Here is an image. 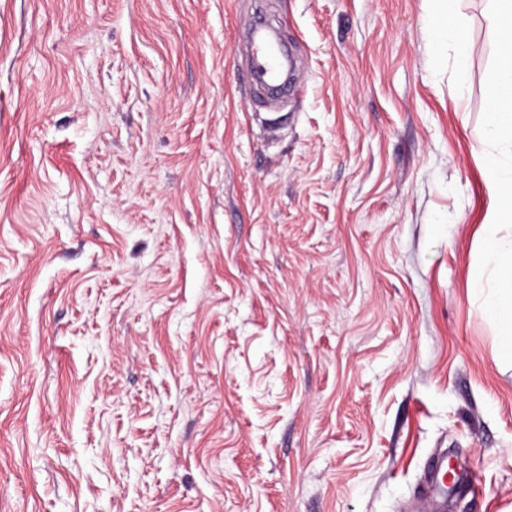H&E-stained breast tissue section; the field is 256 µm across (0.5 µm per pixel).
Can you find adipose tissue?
Wrapping results in <instances>:
<instances>
[{"label":"adipose tissue","mask_w":512,"mask_h":512,"mask_svg":"<svg viewBox=\"0 0 512 512\" xmlns=\"http://www.w3.org/2000/svg\"><path fill=\"white\" fill-rule=\"evenodd\" d=\"M488 22L497 43L496 90L489 104L486 134L492 153L485 182L494 201L491 224L512 223V0H491ZM472 265H494L499 283L486 302V313L497 329L500 355L512 361V241L489 237Z\"/></svg>","instance_id":"adipose-tissue-1"}]
</instances>
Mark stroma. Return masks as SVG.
<instances>
[{"label":"stroma","mask_w":512,"mask_h":512,"mask_svg":"<svg viewBox=\"0 0 512 512\" xmlns=\"http://www.w3.org/2000/svg\"><path fill=\"white\" fill-rule=\"evenodd\" d=\"M0 0V512H512L487 0ZM288 19L303 96L236 43ZM483 290H476V282ZM450 1L453 0H448V8L447 6L440 5L441 2L447 3V0L432 1L440 5L437 11L441 12L446 8L447 14L436 20L433 25V31L437 40L448 42V46L454 49L457 66L460 69H465L469 60V39L465 27L457 20H452V10L449 7ZM489 263L495 264L500 281L488 296L486 313L495 323L500 355L512 363V239L509 242L492 234L484 252L471 258L477 268ZM446 459L447 457L443 456L439 460H434L431 469H428V490L435 497L445 494L443 489L447 487L446 476L448 473Z\"/></svg>","instance_id":"35a3bbf8"}]
</instances>
